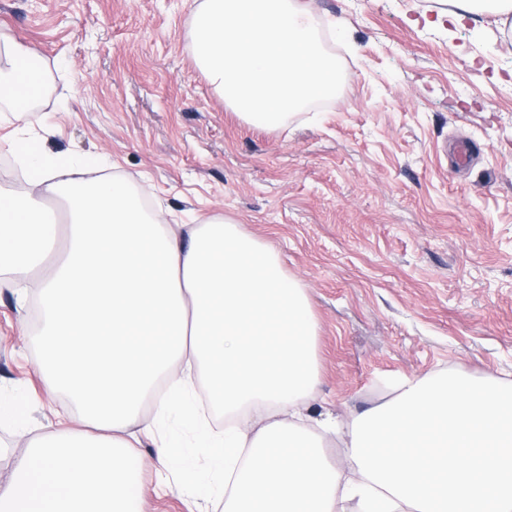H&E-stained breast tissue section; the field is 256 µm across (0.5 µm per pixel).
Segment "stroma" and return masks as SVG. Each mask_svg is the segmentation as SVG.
<instances>
[{"instance_id":"stroma-1","label":"stroma","mask_w":512,"mask_h":512,"mask_svg":"<svg viewBox=\"0 0 512 512\" xmlns=\"http://www.w3.org/2000/svg\"><path fill=\"white\" fill-rule=\"evenodd\" d=\"M201 0H0V34L47 73L0 137L102 154L101 172L145 180L173 224L224 216L274 251L318 323L313 409L358 414L402 378L449 370L512 380V43L444 0H309L344 68L339 94L275 129L227 106L193 59ZM473 145L457 165V143ZM35 292L0 284V484L14 452L79 413L37 372ZM144 512H208L200 487L142 472Z\"/></svg>"}]
</instances>
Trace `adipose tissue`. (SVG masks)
Instances as JSON below:
<instances>
[{"instance_id":"ef3b65f1","label":"adipose tissue","mask_w":512,"mask_h":512,"mask_svg":"<svg viewBox=\"0 0 512 512\" xmlns=\"http://www.w3.org/2000/svg\"><path fill=\"white\" fill-rule=\"evenodd\" d=\"M448 4L451 25L476 15L512 26V0ZM45 85L28 54L0 68V98L17 113ZM7 148L29 189L0 191V277L35 289L39 364L86 428L35 436L0 484V512H142L131 440L159 437L176 408L210 452L196 480L221 512H512V381L405 380L353 418L331 462L323 449L343 432L309 412L318 324L272 251L220 216L166 224L132 179L87 177L26 142ZM51 200L70 219L57 264L45 260L59 230L42 219ZM216 408L234 423L213 429Z\"/></svg>"}]
</instances>
